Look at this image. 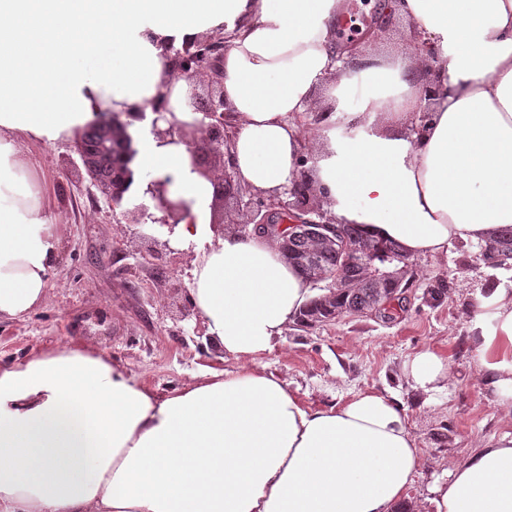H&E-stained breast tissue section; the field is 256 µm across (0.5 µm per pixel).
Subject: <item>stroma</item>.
<instances>
[{
	"label": "stroma",
	"mask_w": 512,
	"mask_h": 512,
	"mask_svg": "<svg viewBox=\"0 0 512 512\" xmlns=\"http://www.w3.org/2000/svg\"><path fill=\"white\" fill-rule=\"evenodd\" d=\"M38 165L47 212L62 226L48 299L22 321L0 319V365L79 340L123 362L159 393L174 392L210 368L238 363L211 347L189 303L192 255L168 245L163 228L129 222L131 204L114 207L86 175L73 141L23 143ZM164 242L161 259L152 250ZM413 278L399 317L349 316L304 329L290 325L254 364L288 382L310 405H332L364 392L406 408L422 465L404 498L411 512H431L435 481L447 479L476 448L512 432V416L485 387L471 319L480 297L512 283L480 245L456 242L446 254L411 259ZM430 349L449 362L448 390L414 389L403 365Z\"/></svg>",
	"instance_id": "1"
}]
</instances>
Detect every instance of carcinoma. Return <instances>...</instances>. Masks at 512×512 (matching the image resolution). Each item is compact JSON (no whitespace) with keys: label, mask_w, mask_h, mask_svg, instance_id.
I'll use <instances>...</instances> for the list:
<instances>
[{"label":"carcinoma","mask_w":512,"mask_h":512,"mask_svg":"<svg viewBox=\"0 0 512 512\" xmlns=\"http://www.w3.org/2000/svg\"><path fill=\"white\" fill-rule=\"evenodd\" d=\"M78 140L86 154V173L90 181L94 182L102 195L123 198L131 177L129 165L134 157L127 124L119 118L110 123L101 121L82 131ZM339 233L344 241L364 243L392 257L410 260V256L403 253L397 243L366 238L356 224L339 225ZM485 248L494 265H502L511 259L512 226L500 229L487 241ZM281 249L288 253V262L294 264L309 280L319 270L330 274L337 272L350 282V288L338 294L334 302L320 294L312 297L296 320V325L301 328L311 329L331 321L338 310L345 315H360L371 309L372 304L384 293L379 279L368 272L363 264L346 261L335 243H320L315 234L305 229H296Z\"/></svg>","instance_id":"obj_1"}]
</instances>
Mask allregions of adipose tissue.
Listing matches in <instances>:
<instances>
[{
  "label": "adipose tissue",
  "instance_id": "obj_1",
  "mask_svg": "<svg viewBox=\"0 0 512 512\" xmlns=\"http://www.w3.org/2000/svg\"><path fill=\"white\" fill-rule=\"evenodd\" d=\"M397 8L424 32L435 70L385 56L383 33L344 69L342 0H0V318L45 304L62 236L21 142L70 139L110 111L136 150L125 202L167 182L187 205L173 244L210 241L190 300L239 362L165 396L87 344L0 365V512H393L405 497L422 453L395 399L310 407L280 377L242 366L282 339L311 285L276 239L231 225L214 239L212 179L152 127L157 102L168 120L199 127L194 83L169 52L224 35V118L242 186L274 195L306 173L335 223L409 255L485 244L512 225V0ZM314 112L322 121L307 124ZM472 330L489 390L512 406V290L483 299ZM403 370L426 394L448 384L431 350ZM432 493L433 512H512V432Z\"/></svg>",
  "mask_w": 512,
  "mask_h": 512
}]
</instances>
